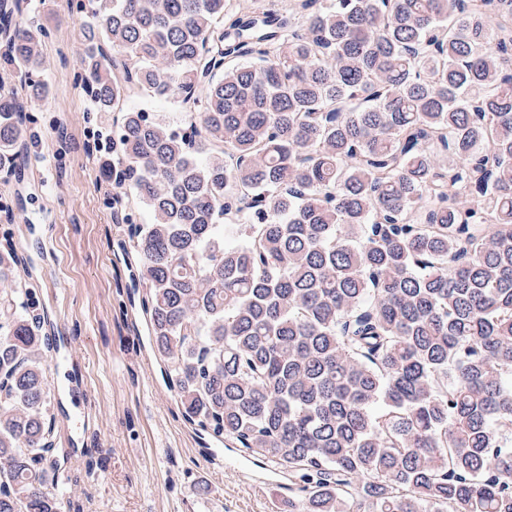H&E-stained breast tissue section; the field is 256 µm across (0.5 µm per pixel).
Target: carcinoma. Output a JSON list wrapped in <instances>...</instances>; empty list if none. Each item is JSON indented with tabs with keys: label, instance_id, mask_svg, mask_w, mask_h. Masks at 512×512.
<instances>
[{
	"label": "carcinoma",
	"instance_id": "obj_1",
	"mask_svg": "<svg viewBox=\"0 0 512 512\" xmlns=\"http://www.w3.org/2000/svg\"><path fill=\"white\" fill-rule=\"evenodd\" d=\"M81 36L185 419L298 476L289 512H512V0H97ZM45 37L0 0L29 97ZM23 114L0 88V166ZM19 265L0 252V512H60ZM131 105L137 108H148L151 115L162 118L171 124H180L184 120L179 103L173 100L152 101L150 98L141 97L133 100Z\"/></svg>",
	"mask_w": 512,
	"mask_h": 512
}]
</instances>
